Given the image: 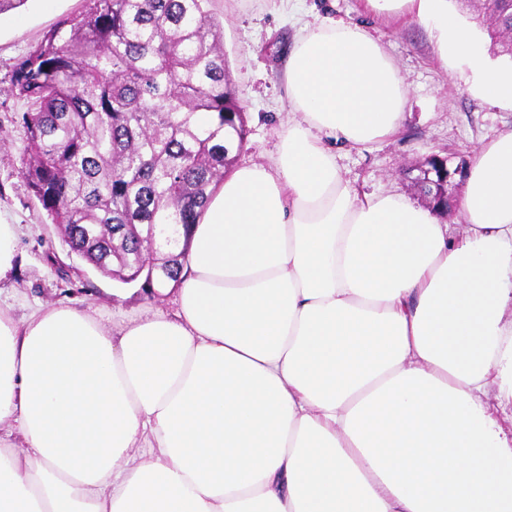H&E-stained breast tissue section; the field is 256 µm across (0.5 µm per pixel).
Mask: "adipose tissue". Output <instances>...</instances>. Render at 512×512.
<instances>
[{"mask_svg":"<svg viewBox=\"0 0 512 512\" xmlns=\"http://www.w3.org/2000/svg\"><path fill=\"white\" fill-rule=\"evenodd\" d=\"M367 2L512 107V68L448 0ZM285 81L278 152L225 174L172 310L0 308V512H512V132L446 224L336 163L407 104L366 29L302 27Z\"/></svg>","mask_w":512,"mask_h":512,"instance_id":"adipose-tissue-1","label":"adipose tissue"}]
</instances>
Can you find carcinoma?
Segmentation results:
<instances>
[{
  "label": "carcinoma",
  "instance_id": "1",
  "mask_svg": "<svg viewBox=\"0 0 512 512\" xmlns=\"http://www.w3.org/2000/svg\"><path fill=\"white\" fill-rule=\"evenodd\" d=\"M87 2L15 72L11 92L28 104L19 173L72 254L152 297V270L178 287L190 228L248 129L215 0ZM458 6L512 33V0ZM162 224L178 225L183 248L157 245Z\"/></svg>",
  "mask_w": 512,
  "mask_h": 512
}]
</instances>
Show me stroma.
<instances>
[{
	"label": "stroma",
	"mask_w": 512,
	"mask_h": 512,
	"mask_svg": "<svg viewBox=\"0 0 512 512\" xmlns=\"http://www.w3.org/2000/svg\"><path fill=\"white\" fill-rule=\"evenodd\" d=\"M85 0H25L0 14V217L18 230V264L0 285V306L23 316L40 304L89 309L104 325L147 312L168 310L170 296L150 299L70 255L57 228L20 177L27 144L21 115L26 101L10 92L17 64L43 34ZM223 19L224 55L244 108L248 144L237 164L266 163L276 154L279 132L289 118L284 67L305 23L329 17L365 25L396 64L408 91L404 119L392 136L340 148L338 165L358 195L388 191L418 199L404 171L426 156L470 159L496 136L512 131V109L487 104L477 95L468 65L444 63L437 34L407 17L377 13L366 0H216ZM65 275H58L56 265Z\"/></svg>",
	"instance_id": "stroma-1"
}]
</instances>
